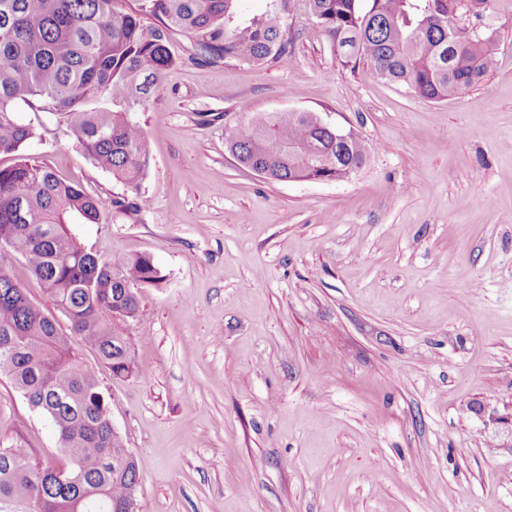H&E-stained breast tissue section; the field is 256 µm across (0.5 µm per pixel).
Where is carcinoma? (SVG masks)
Wrapping results in <instances>:
<instances>
[{"instance_id": "1", "label": "carcinoma", "mask_w": 512, "mask_h": 512, "mask_svg": "<svg viewBox=\"0 0 512 512\" xmlns=\"http://www.w3.org/2000/svg\"><path fill=\"white\" fill-rule=\"evenodd\" d=\"M0 0V373L29 405L53 422L60 450L79 468L62 482L57 467L28 450L0 448V512H128L141 477L109 415L100 382L77 357L73 338L93 346L112 374L133 371L123 337L111 320L134 318L137 288L159 286L165 274L146 254L104 260L79 241L78 227L100 211L133 217L150 207L138 186L149 141L136 113L149 107L162 74L179 57L171 33L194 39L204 61L288 60L290 0L228 29L238 0ZM319 32L342 66L363 65L385 81L405 84L428 100L446 99L478 83L495 64L497 15L512 0H477L466 14L457 0H307ZM160 21L147 26L143 18ZM25 105L34 120L21 124ZM66 126L99 167L134 195L106 202L60 177L24 152L42 117ZM312 112H249L228 147L245 167L279 182L344 180L367 164L370 151L355 137L336 144ZM25 262L56 308L58 322L7 272Z\"/></svg>"}]
</instances>
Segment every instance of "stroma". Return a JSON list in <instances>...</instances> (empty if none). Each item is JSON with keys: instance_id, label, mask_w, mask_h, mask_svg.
I'll list each match as a JSON object with an SVG mask.
<instances>
[{"instance_id": "35a3bbf8", "label": "stroma", "mask_w": 512, "mask_h": 512, "mask_svg": "<svg viewBox=\"0 0 512 512\" xmlns=\"http://www.w3.org/2000/svg\"><path fill=\"white\" fill-rule=\"evenodd\" d=\"M496 63L440 101L343 67L306 0L287 63L180 61L138 120V219L81 227L166 276L117 321L136 372L95 370L141 476L140 512H512V13ZM318 114L373 154L343 181L271 182L228 149L246 112ZM94 197L123 193L74 136L25 146ZM64 465L0 374V448Z\"/></svg>"}]
</instances>
